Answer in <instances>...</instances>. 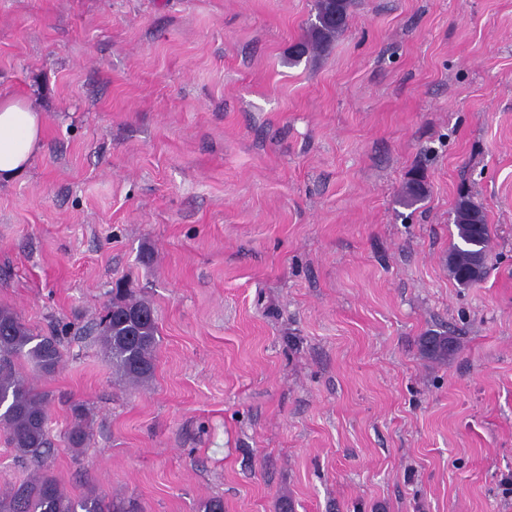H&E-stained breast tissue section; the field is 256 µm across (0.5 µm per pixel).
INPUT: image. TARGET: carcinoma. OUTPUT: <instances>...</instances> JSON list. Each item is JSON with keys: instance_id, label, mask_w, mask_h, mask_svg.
I'll list each match as a JSON object with an SVG mask.
<instances>
[{"instance_id": "1", "label": "carcinoma", "mask_w": 512, "mask_h": 512, "mask_svg": "<svg viewBox=\"0 0 512 512\" xmlns=\"http://www.w3.org/2000/svg\"><path fill=\"white\" fill-rule=\"evenodd\" d=\"M352 0H314V13L303 36L294 44L290 63L308 54L329 52L349 26ZM427 196L419 174L406 183L400 203L412 207ZM458 241L448 251V274L462 286L480 281L487 269L492 238L484 207L472 194L462 193L453 211ZM112 371L126 382L140 386L153 379L159 342L156 310L151 302L131 293L115 296L96 327ZM450 336L433 333L424 338L423 354L436 361L448 358ZM61 337L38 336L8 307L0 306V428L18 457L43 461L51 441L47 432L51 395L38 390L19 368L32 364L51 375L61 361ZM73 424L68 442L84 447L88 433L83 402L70 405ZM115 507L94 492L78 498L68 495L57 479L37 473L31 479L0 493V512H114Z\"/></svg>"}]
</instances>
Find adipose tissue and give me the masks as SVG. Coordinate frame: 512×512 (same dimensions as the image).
Segmentation results:
<instances>
[{
    "label": "adipose tissue",
    "instance_id": "obj_1",
    "mask_svg": "<svg viewBox=\"0 0 512 512\" xmlns=\"http://www.w3.org/2000/svg\"><path fill=\"white\" fill-rule=\"evenodd\" d=\"M42 136L40 113L24 99H0V184L12 182L26 171Z\"/></svg>",
    "mask_w": 512,
    "mask_h": 512
}]
</instances>
